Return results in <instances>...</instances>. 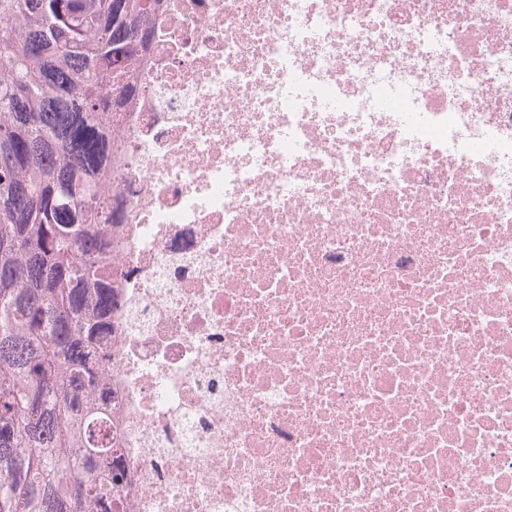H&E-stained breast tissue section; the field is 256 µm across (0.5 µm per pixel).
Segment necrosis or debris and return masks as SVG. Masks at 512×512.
I'll use <instances>...</instances> for the list:
<instances>
[{
	"label": "necrosis or debris",
	"mask_w": 512,
	"mask_h": 512,
	"mask_svg": "<svg viewBox=\"0 0 512 512\" xmlns=\"http://www.w3.org/2000/svg\"><path fill=\"white\" fill-rule=\"evenodd\" d=\"M111 137L114 512H512V0H167Z\"/></svg>",
	"instance_id": "1"
}]
</instances>
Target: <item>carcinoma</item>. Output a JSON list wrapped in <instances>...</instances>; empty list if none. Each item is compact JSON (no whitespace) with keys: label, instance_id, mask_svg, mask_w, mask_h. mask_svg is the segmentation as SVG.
<instances>
[{"label":"carcinoma","instance_id":"obj_1","mask_svg":"<svg viewBox=\"0 0 512 512\" xmlns=\"http://www.w3.org/2000/svg\"><path fill=\"white\" fill-rule=\"evenodd\" d=\"M0 0V512H99L124 470L87 384L105 357L110 111L164 0Z\"/></svg>","mask_w":512,"mask_h":512}]
</instances>
